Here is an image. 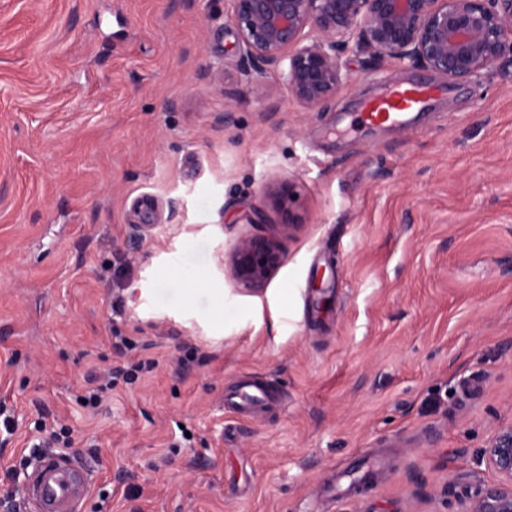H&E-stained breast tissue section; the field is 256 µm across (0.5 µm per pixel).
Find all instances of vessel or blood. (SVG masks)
Returning a JSON list of instances; mask_svg holds the SVG:
<instances>
[{
	"instance_id": "1",
	"label": "vessel or blood",
	"mask_w": 512,
	"mask_h": 512,
	"mask_svg": "<svg viewBox=\"0 0 512 512\" xmlns=\"http://www.w3.org/2000/svg\"><path fill=\"white\" fill-rule=\"evenodd\" d=\"M427 89L397 87L366 107L367 120L393 127L405 126L411 112L428 99ZM278 391L245 377L224 393V407L246 415L279 403ZM90 474L85 464L69 456L47 454L35 459L27 474L25 500L30 512H83L88 497Z\"/></svg>"
}]
</instances>
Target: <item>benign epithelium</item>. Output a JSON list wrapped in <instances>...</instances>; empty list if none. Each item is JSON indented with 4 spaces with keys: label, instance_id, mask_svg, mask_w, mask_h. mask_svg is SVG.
Wrapping results in <instances>:
<instances>
[{
    "label": "benign epithelium",
    "instance_id": "obj_1",
    "mask_svg": "<svg viewBox=\"0 0 512 512\" xmlns=\"http://www.w3.org/2000/svg\"><path fill=\"white\" fill-rule=\"evenodd\" d=\"M228 23L239 61L258 74L279 72L307 110L320 109L347 85L342 55L395 59L460 84L500 62L512 64V0H229ZM270 196L289 214L290 190ZM165 205L152 197L134 203L130 222L162 224ZM282 264L272 236L241 238L219 266L240 290L259 294ZM482 460L501 477L466 512H512V427L482 449Z\"/></svg>",
    "mask_w": 512,
    "mask_h": 512
}]
</instances>
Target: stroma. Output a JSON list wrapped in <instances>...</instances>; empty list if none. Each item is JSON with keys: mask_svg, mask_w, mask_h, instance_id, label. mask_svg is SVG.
Listing matches in <instances>:
<instances>
[{"mask_svg": "<svg viewBox=\"0 0 512 512\" xmlns=\"http://www.w3.org/2000/svg\"><path fill=\"white\" fill-rule=\"evenodd\" d=\"M227 14L0 0V512L44 421L74 431L85 512H462L512 427V65L452 87L350 52L349 85L310 112L240 64ZM420 83L413 126L359 121ZM285 182L288 216L267 197ZM147 196L174 207L148 231L129 221ZM253 234L283 255L258 295L218 270ZM187 273L189 297L170 284ZM117 366L130 383L80 407ZM247 376L282 407L225 411ZM363 453L386 467L322 497Z\"/></svg>", "mask_w": 512, "mask_h": 512, "instance_id": "35a3bbf8", "label": "stroma"}]
</instances>
